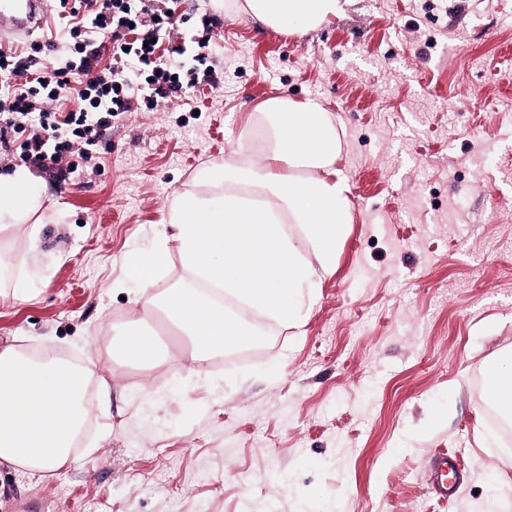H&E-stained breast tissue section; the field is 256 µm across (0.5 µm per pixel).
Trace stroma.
<instances>
[{"instance_id": "35a3bbf8", "label": "stroma", "mask_w": 512, "mask_h": 512, "mask_svg": "<svg viewBox=\"0 0 512 512\" xmlns=\"http://www.w3.org/2000/svg\"><path fill=\"white\" fill-rule=\"evenodd\" d=\"M175 7L184 37L209 39L217 86L113 119L92 162L40 173L38 236L0 232V255L26 258L0 279V342L100 361L74 462L31 478L0 461V512H487L493 475L512 512L480 383L512 353V0H348L297 35L217 0ZM279 95L345 131L352 222L303 326L267 317L260 348L197 368L156 312L143 329L164 362L107 360L127 263ZM441 448L458 464L446 500Z\"/></svg>"}]
</instances>
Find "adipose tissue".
I'll return each mask as SVG.
<instances>
[{"instance_id": "obj_1", "label": "adipose tissue", "mask_w": 512, "mask_h": 512, "mask_svg": "<svg viewBox=\"0 0 512 512\" xmlns=\"http://www.w3.org/2000/svg\"><path fill=\"white\" fill-rule=\"evenodd\" d=\"M342 0H225L224 14L246 16L282 34L304 33L342 13ZM245 137L224 162L202 169L196 184L171 198L172 238L129 262L134 304L155 308L189 342L199 364L247 342L254 331L218 295L297 326L291 298L315 270L334 271L351 222L349 185L337 168L343 140L333 115L315 100L275 96L246 120ZM44 190L27 168L0 181V225L39 224ZM177 249L194 286L152 295L156 272ZM130 317L116 331L110 358L158 359L153 336ZM93 365L41 358L18 345L0 346V460L31 473L72 464V444L87 409L82 403Z\"/></svg>"}]
</instances>
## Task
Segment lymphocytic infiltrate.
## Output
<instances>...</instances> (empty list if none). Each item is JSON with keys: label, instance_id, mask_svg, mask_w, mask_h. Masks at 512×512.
Here are the masks:
<instances>
[{"label": "lymphocytic infiltrate", "instance_id": "f902f5d3", "mask_svg": "<svg viewBox=\"0 0 512 512\" xmlns=\"http://www.w3.org/2000/svg\"><path fill=\"white\" fill-rule=\"evenodd\" d=\"M173 27L155 0H55L44 39L0 43V152L66 179L64 159H91L113 118L133 111L137 79L147 81L149 107L182 91V50L159 43ZM102 36L108 42L101 47ZM47 50L54 54L49 64L41 61Z\"/></svg>", "mask_w": 512, "mask_h": 512}]
</instances>
